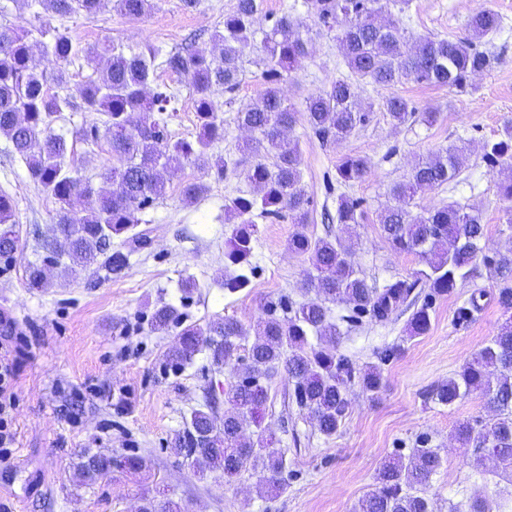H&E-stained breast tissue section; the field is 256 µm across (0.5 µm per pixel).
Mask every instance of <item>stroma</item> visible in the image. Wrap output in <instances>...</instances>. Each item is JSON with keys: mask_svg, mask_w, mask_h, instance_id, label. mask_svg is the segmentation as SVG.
Returning a JSON list of instances; mask_svg holds the SVG:
<instances>
[{"mask_svg": "<svg viewBox=\"0 0 512 512\" xmlns=\"http://www.w3.org/2000/svg\"><path fill=\"white\" fill-rule=\"evenodd\" d=\"M236 3L201 0L196 10L188 11L181 0H154L153 9L137 19L109 4L91 20L50 14L38 22L65 30L83 46L113 42L133 52L148 45L168 51L192 37L195 51L208 54L214 49L210 32ZM482 5L496 9L502 24L482 45L495 62L473 77L471 88L408 82L395 91L418 111H436L434 124L411 121L393 128L382 108L390 92L364 84L359 98L372 102L375 110L347 141L322 143L301 119L290 132L301 154L304 188L314 202L309 233L338 235L337 225L323 222V212L335 211L340 196L362 199L364 216L348 234L357 241L355 265L375 286L412 277L420 267L415 255L392 251L380 230L377 214L390 188L419 158L451 146L465 147V167L448 185L423 194L419 205L454 202L479 209L487 251L512 257V225L506 215L512 203L497 195L496 176L483 160L485 142L498 139L505 122L512 120V0H482ZM387 12L401 18L408 38L452 39L465 34L474 5L472 0H390ZM284 13L309 28L308 56L280 84L288 105L301 112L311 93L328 89L349 71L333 37L314 27L305 0H263L258 28H267L270 19ZM158 77L179 91L178 110L168 120L169 139L194 138L197 118L188 88L167 71H159ZM264 88L260 69L250 65L233 103L215 90L224 138L210 153L226 159L228 170L219 176L188 165L175 172L166 196L139 215L140 228L150 232V245L132 251L128 268L118 277L91 269L74 280L55 278L48 288L28 286L25 269L43 260L42 242L53 232L57 206L0 137V193L14 201L19 232L15 261L0 269V313L31 344L17 377L13 460L0 463V512H138L147 497L170 499L181 512H353L381 463L408 456L423 439L443 457L427 490L442 510L462 494L512 489V476L494 463H487L486 476L475 474L468 464L472 449L454 438L457 422L487 419L483 399L472 395L441 406L429 397L490 341L505 319L495 299L497 278L480 262L454 293L436 300L430 328L420 336L408 334L410 311L371 323L351 319L346 306H333L342 331L337 351L359 369L379 367L382 389L374 396L352 383L347 414L336 435L325 437L307 414L289 405L286 373L274 375L262 425L288 451V479L279 492L265 491L258 476L248 473L229 483L199 474L171 453L168 443L189 410L211 390H224L243 367L215 369L202 352L182 369L169 370L166 354L176 336L152 331L154 308L171 305L202 326L218 317L250 325L268 303L311 298L304 287L309 263L288 249L293 224L262 217L255 220L256 270L250 285L233 293L224 288V250L231 229L224 205L247 190L250 162L242 151L249 133L238 125L236 113ZM98 122L97 115L77 110L63 113L54 130L72 147L74 176L99 186L112 156L105 139L93 145L86 141ZM345 154L369 162L366 177L347 187L336 181V163ZM194 180L204 181L208 190L188 204L180 189ZM188 279L196 284L189 293L182 289ZM475 292L481 295L479 309L458 318V308ZM396 345L400 354L382 362L381 352ZM87 451L112 457L141 454L150 459L151 468L139 475L115 470L87 485L75 475V464Z\"/></svg>", "mask_w": 512, "mask_h": 512, "instance_id": "obj_1", "label": "stroma"}]
</instances>
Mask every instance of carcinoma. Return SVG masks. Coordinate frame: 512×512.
<instances>
[{"label": "carcinoma", "instance_id": "cac0c4a2", "mask_svg": "<svg viewBox=\"0 0 512 512\" xmlns=\"http://www.w3.org/2000/svg\"><path fill=\"white\" fill-rule=\"evenodd\" d=\"M37 2L47 13L86 19L95 18L104 5V0ZM117 6L124 16L138 18L153 8V2L117 0ZM259 6L258 0H237L235 11L211 34L220 52L210 57L180 50L163 55L152 46L127 53L115 43L78 50L66 34L54 30L46 49L58 63L69 65L81 56L93 67L76 92L65 95L52 90L63 81V72L49 75L39 69L30 43L32 30L0 25V136L8 139L33 181L58 204L56 234L44 245L47 256L43 262L27 266L28 284L47 287L52 269L63 259L68 260L64 273L74 276L91 268L118 276L126 269L129 253L112 248V238L123 235L131 246L145 247L149 230H136L137 214L164 198L166 174L187 164L211 169L207 150L224 138V119L212 99L213 88L235 93L245 73L246 51L257 46L255 63L262 68L266 87L257 101L237 110V122L252 135L246 151L255 160L246 171L250 190L225 205L236 222L224 252V267L229 269L224 287L235 291L250 283L254 217H286L296 225L288 250L310 261L306 285L315 298L290 305L281 315L270 306L249 327L233 318H218L201 327L182 322L169 305L154 310V331L178 328L177 341L166 354L167 365L174 369L189 364L203 350L212 365L222 367L243 357L241 342L254 334L243 357L245 372L226 392L230 408L224 417L215 414L212 398H205L170 440L171 451L200 471L218 473L228 482L256 471L269 488L284 487L286 449L274 447L273 436L261 427L271 377L281 368L286 370L293 385L289 400L326 437L335 435L345 418L352 382L360 381L373 396L382 387L377 368L359 373L350 357L336 352L341 330L332 306L344 304L353 318L365 317L374 323H384L399 310L414 306L408 330L412 336L422 335L430 327L433 299L451 294L480 260L502 278L496 300L509 317L455 376L431 390L430 398L442 406L473 394L485 400L494 416L478 425L459 424L456 439L475 449L471 466L476 472H485L491 458L511 468L512 258L484 253L486 227L478 210L456 203L422 208L416 202L422 193L458 176L464 150L452 146L418 159L407 176L390 188L378 224L393 250L417 256L423 268L410 279H396L381 288L368 284L352 261L353 240L317 238L306 230L312 200L302 184L300 152L287 136L296 118L285 103L280 83L308 55L309 40L302 36L301 23L288 14L276 18L269 28L257 30ZM387 7L385 0H307L314 24L335 32L349 69L347 78L306 100L305 120L326 143H342L370 121L373 104L356 99L362 83L392 88L414 81L463 88L472 75L491 68L495 61L478 48V42L500 29L496 10L486 8L471 16L468 34L462 38L424 37L409 49L400 20L378 21ZM160 67L184 78L191 89L199 123L193 140L169 142L167 113L176 111L178 94L158 83ZM77 106L101 116L112 158L117 161L103 174L106 182L115 185L113 189L105 191L88 178L73 176L66 162L70 146L54 132L53 124L62 112ZM385 110L394 127L415 120L418 114L412 101L398 94L385 100ZM134 114L140 115L136 124L131 121ZM269 157L273 162H267ZM484 158L501 175L495 182L497 195L511 202L512 124L504 125L501 139L484 145ZM368 169L366 158L346 154L336 165V181L350 186L361 181ZM206 189L204 182L191 181L183 185L181 195L192 203ZM362 215L361 202L344 197L336 210V223L357 224ZM17 250L14 205L9 196L1 194L0 261L11 262ZM418 287L428 289L422 299L415 294ZM250 425L255 431L249 436ZM441 466L439 451L423 444L406 459L384 462L354 512H436L427 488ZM114 468L142 472L148 468V458L87 454L77 463L78 475L88 484ZM140 512H179V507L170 500L146 497ZM448 512H512V499H503L493 490L483 498L452 502Z\"/></svg>", "mask_w": 512, "mask_h": 512}]
</instances>
